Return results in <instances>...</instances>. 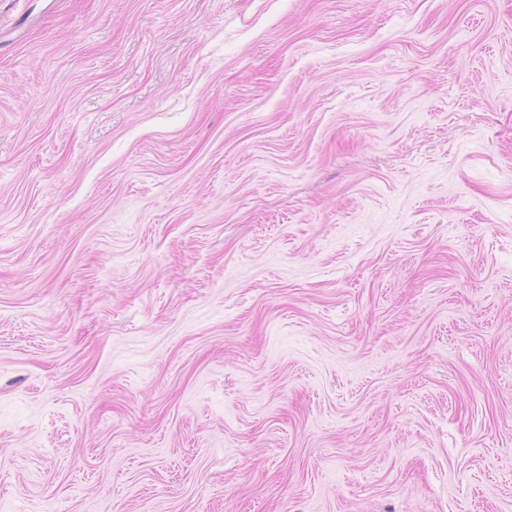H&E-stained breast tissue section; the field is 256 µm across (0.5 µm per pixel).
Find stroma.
<instances>
[{"mask_svg":"<svg viewBox=\"0 0 512 512\" xmlns=\"http://www.w3.org/2000/svg\"><path fill=\"white\" fill-rule=\"evenodd\" d=\"M0 512H512V0H0Z\"/></svg>","mask_w":512,"mask_h":512,"instance_id":"1","label":"stroma"}]
</instances>
